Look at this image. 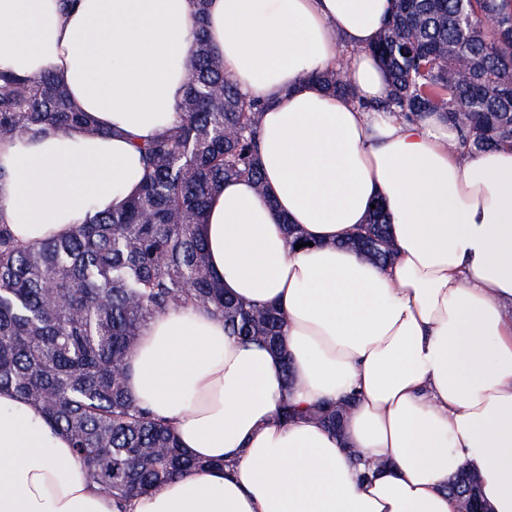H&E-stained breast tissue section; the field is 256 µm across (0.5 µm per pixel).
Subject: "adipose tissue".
Here are the masks:
<instances>
[{"instance_id":"ef3b65f1","label":"adipose tissue","mask_w":512,"mask_h":512,"mask_svg":"<svg viewBox=\"0 0 512 512\" xmlns=\"http://www.w3.org/2000/svg\"><path fill=\"white\" fill-rule=\"evenodd\" d=\"M390 0H0V71L51 73L96 133L0 138V219L19 245L71 234L136 194V143L179 119L199 22L225 72L267 102L263 187L213 193L200 226L228 295L273 302L280 350L241 344L201 308L151 319L129 358L137 404L211 461L117 507L67 435L0 391V512H460L448 482L479 477L512 512V149L460 156L440 114L405 122L328 93L310 74L345 62L369 100L370 53ZM381 203L385 265L347 247ZM295 224L309 244L289 247ZM356 402L343 433L313 415ZM299 410L278 416L282 401Z\"/></svg>"}]
</instances>
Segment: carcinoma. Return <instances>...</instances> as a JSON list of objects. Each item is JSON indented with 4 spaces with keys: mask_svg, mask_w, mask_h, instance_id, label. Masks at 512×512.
<instances>
[{
    "mask_svg": "<svg viewBox=\"0 0 512 512\" xmlns=\"http://www.w3.org/2000/svg\"><path fill=\"white\" fill-rule=\"evenodd\" d=\"M196 4L200 26L176 102L181 120L137 144L146 169L138 195L67 237L28 246L0 220V390H13L65 432L91 482L119 504L203 467L128 390V359L148 321L192 306L224 320L240 340L278 349L284 334L278 307L224 294L199 233L218 186L248 179L263 189L257 136L267 103L240 93L224 72L206 34L208 0ZM371 51L388 76L382 101L364 100L342 62L311 79L407 121L442 113L459 129L463 156L512 147V0H391ZM74 125L97 132L52 74L0 73V136ZM349 245L392 260L380 203ZM315 415L332 431L342 428L334 406Z\"/></svg>",
    "mask_w": 512,
    "mask_h": 512,
    "instance_id": "cac0c4a2",
    "label": "carcinoma"
}]
</instances>
